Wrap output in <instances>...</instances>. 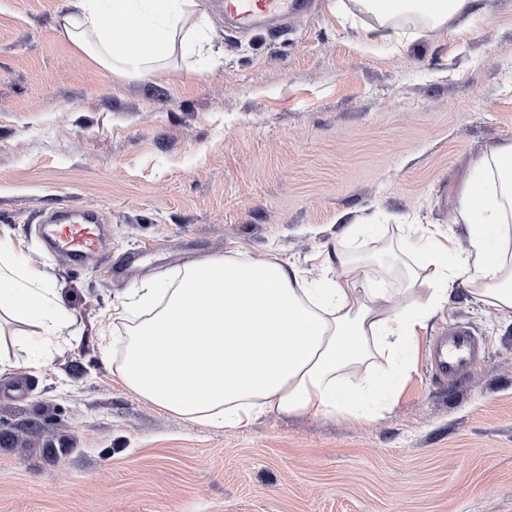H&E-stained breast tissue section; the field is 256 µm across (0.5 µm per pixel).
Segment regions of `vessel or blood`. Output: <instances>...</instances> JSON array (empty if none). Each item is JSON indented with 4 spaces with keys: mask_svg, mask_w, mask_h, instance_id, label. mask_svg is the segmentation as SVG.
Returning <instances> with one entry per match:
<instances>
[{
    "mask_svg": "<svg viewBox=\"0 0 512 512\" xmlns=\"http://www.w3.org/2000/svg\"><path fill=\"white\" fill-rule=\"evenodd\" d=\"M310 8V0H224L225 15L243 29L269 18H299ZM47 221L54 226L50 241L52 253L63 255L72 262L100 253L104 233L93 210H83L76 216L66 210L55 211ZM478 352L475 336L466 328H454L437 338L432 371L441 380L456 378L477 364Z\"/></svg>",
    "mask_w": 512,
    "mask_h": 512,
    "instance_id": "1",
    "label": "vessel or blood"
}]
</instances>
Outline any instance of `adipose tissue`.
I'll use <instances>...</instances> for the list:
<instances>
[{
    "instance_id": "ef3b65f1",
    "label": "adipose tissue",
    "mask_w": 512,
    "mask_h": 512,
    "mask_svg": "<svg viewBox=\"0 0 512 512\" xmlns=\"http://www.w3.org/2000/svg\"><path fill=\"white\" fill-rule=\"evenodd\" d=\"M385 36L402 39L400 17L414 14L458 35L471 29L483 0H357ZM137 32L118 40L122 21ZM206 22L197 0H71L57 25L60 38L119 76L152 77L175 50L203 53L189 34ZM470 226L468 251L452 236L420 224L397 227L401 246L422 242L410 267L406 302H395L383 260L355 257L356 228L336 248L317 254L328 278L307 280L274 255L230 252L184 266L175 278L135 289L120 309L129 325L116 373L145 401L182 418L240 428L259 414L365 416L399 390L427 321L447 302L456 281L470 279L486 306L512 309V142L481 157L462 193ZM0 314L60 338L69 314L40 268L0 241ZM391 366L376 378L356 376L375 348Z\"/></svg>"
}]
</instances>
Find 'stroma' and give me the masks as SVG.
<instances>
[{
    "instance_id": "obj_1",
    "label": "stroma",
    "mask_w": 512,
    "mask_h": 512,
    "mask_svg": "<svg viewBox=\"0 0 512 512\" xmlns=\"http://www.w3.org/2000/svg\"><path fill=\"white\" fill-rule=\"evenodd\" d=\"M211 46L185 75L115 76L57 32L70 0H0V238L50 275L70 323L0 338V512H512V311L466 283L428 320L393 404L370 419L270 413L230 429L183 420L130 391L102 338L150 277L229 249L274 252L312 280L343 229L397 225L469 248L460 192L512 142V0L472 33L414 17L389 43L354 0H314L279 35L228 28L199 0ZM96 210L104 247L51 253L46 212ZM469 327L486 354L439 385L438 331ZM43 359L29 365L31 350Z\"/></svg>"
}]
</instances>
